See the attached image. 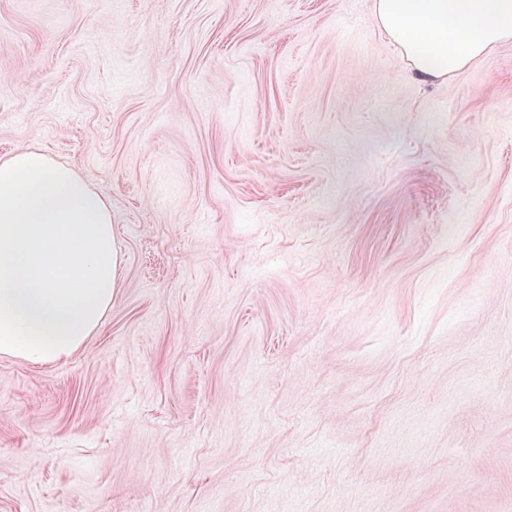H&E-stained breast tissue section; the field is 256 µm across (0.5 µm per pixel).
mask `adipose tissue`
Wrapping results in <instances>:
<instances>
[{
  "mask_svg": "<svg viewBox=\"0 0 512 512\" xmlns=\"http://www.w3.org/2000/svg\"><path fill=\"white\" fill-rule=\"evenodd\" d=\"M422 83L512 41V0H370ZM119 282L112 216L68 165L26 148L0 156V355H71L101 326Z\"/></svg>",
  "mask_w": 512,
  "mask_h": 512,
  "instance_id": "ef3b65f1",
  "label": "adipose tissue"
}]
</instances>
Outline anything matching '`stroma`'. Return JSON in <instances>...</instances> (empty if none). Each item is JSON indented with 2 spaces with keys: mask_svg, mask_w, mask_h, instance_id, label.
I'll list each match as a JSON object with an SVG mask.
<instances>
[{
  "mask_svg": "<svg viewBox=\"0 0 512 512\" xmlns=\"http://www.w3.org/2000/svg\"><path fill=\"white\" fill-rule=\"evenodd\" d=\"M119 287L0 355V512H512V42L422 84L368 0H0V155Z\"/></svg>",
  "mask_w": 512,
  "mask_h": 512,
  "instance_id": "35a3bbf8",
  "label": "stroma"
}]
</instances>
